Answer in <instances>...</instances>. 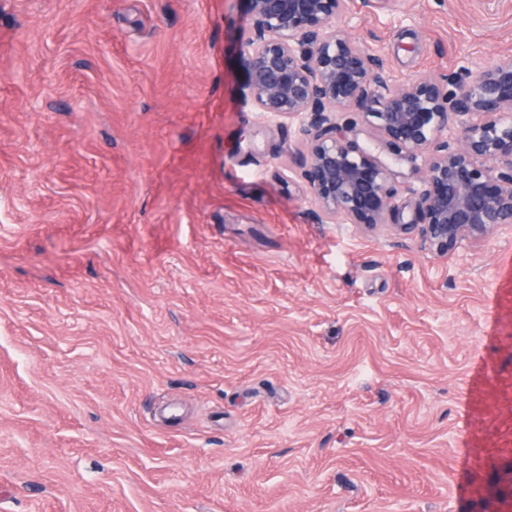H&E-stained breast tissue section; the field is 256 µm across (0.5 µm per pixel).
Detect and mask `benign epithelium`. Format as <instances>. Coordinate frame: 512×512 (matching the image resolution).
I'll use <instances>...</instances> for the list:
<instances>
[{"mask_svg": "<svg viewBox=\"0 0 512 512\" xmlns=\"http://www.w3.org/2000/svg\"><path fill=\"white\" fill-rule=\"evenodd\" d=\"M245 65L258 109L299 121L310 142L302 178L322 224L420 227L438 253L512 224V58L392 87L383 61L335 24L345 0H248ZM355 113L366 129L337 116ZM459 116L453 141H439ZM423 160L418 165L417 160ZM420 174L412 219L390 183L403 164Z\"/></svg>", "mask_w": 512, "mask_h": 512, "instance_id": "7a95c632", "label": "benign epithelium"}]
</instances>
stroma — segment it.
<instances>
[{
    "instance_id": "35a3bbf8",
    "label": "stroma",
    "mask_w": 512,
    "mask_h": 512,
    "mask_svg": "<svg viewBox=\"0 0 512 512\" xmlns=\"http://www.w3.org/2000/svg\"><path fill=\"white\" fill-rule=\"evenodd\" d=\"M388 82L512 0H347ZM247 0H0V512H512V226L320 224Z\"/></svg>"
}]
</instances>
